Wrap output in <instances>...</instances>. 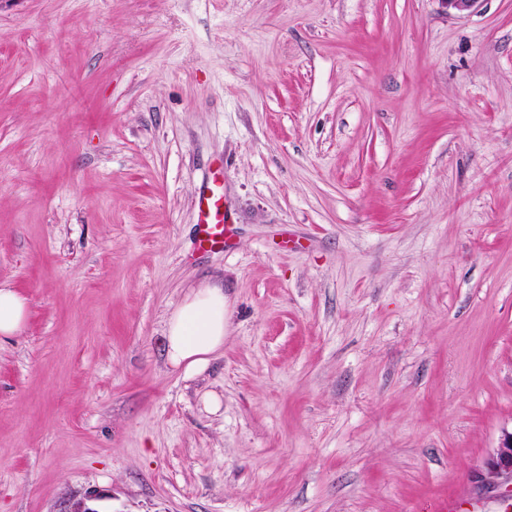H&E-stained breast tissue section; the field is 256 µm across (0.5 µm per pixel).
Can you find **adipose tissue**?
I'll list each match as a JSON object with an SVG mask.
<instances>
[{
  "mask_svg": "<svg viewBox=\"0 0 512 512\" xmlns=\"http://www.w3.org/2000/svg\"><path fill=\"white\" fill-rule=\"evenodd\" d=\"M29 315L27 299L0 284V340L18 336ZM224 289L213 285L190 292L170 314L164 332L168 364L187 372L203 369L224 347Z\"/></svg>",
  "mask_w": 512,
  "mask_h": 512,
  "instance_id": "obj_1",
  "label": "adipose tissue"
}]
</instances>
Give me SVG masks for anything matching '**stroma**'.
<instances>
[{"mask_svg":"<svg viewBox=\"0 0 512 512\" xmlns=\"http://www.w3.org/2000/svg\"><path fill=\"white\" fill-rule=\"evenodd\" d=\"M0 283V512H505L512 0H0ZM221 183L220 178L213 176L199 194L196 244L202 250L224 248V194ZM29 315L27 299L15 288L0 284V340L18 336ZM224 287L190 292L170 314L164 332L168 364L187 372L203 369L224 347ZM475 481L491 491L499 490L503 483L510 481L507 491L512 501V431L503 434L483 469L475 474Z\"/></svg>","mask_w":512,"mask_h":512,"instance_id":"stroma-1","label":"stroma"}]
</instances>
